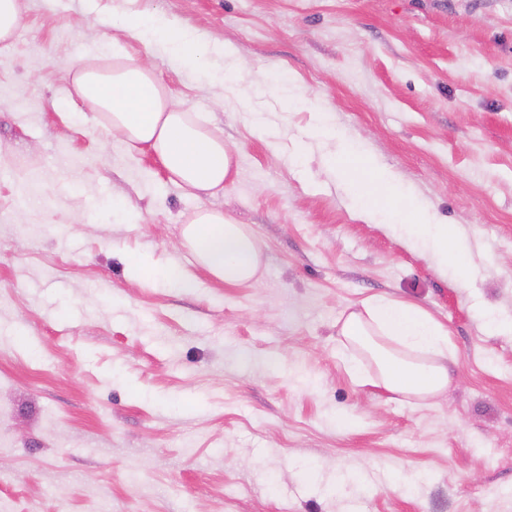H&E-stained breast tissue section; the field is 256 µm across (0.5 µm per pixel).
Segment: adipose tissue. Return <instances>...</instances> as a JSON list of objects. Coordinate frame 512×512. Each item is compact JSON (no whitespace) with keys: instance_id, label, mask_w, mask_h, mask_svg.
<instances>
[{"instance_id":"1","label":"adipose tissue","mask_w":512,"mask_h":512,"mask_svg":"<svg viewBox=\"0 0 512 512\" xmlns=\"http://www.w3.org/2000/svg\"><path fill=\"white\" fill-rule=\"evenodd\" d=\"M123 23L132 39L163 45L183 68L197 70L209 61L212 49L202 34L158 14L128 15ZM72 84L83 110L101 114L105 128L128 146L151 152L173 184L194 195L223 190L232 172V149L195 116L171 104L140 55L118 48L110 64L77 62ZM335 167L348 178L365 219L388 213L406 224L411 239L429 242L442 263L467 273L469 252L457 226L422 220L410 197L400 192L394 174L376 170L363 154L351 161L337 159ZM181 239L197 263L224 284L257 281L262 245L223 210L198 209L183 226ZM339 334L350 371L361 374L355 353L365 351L376 366L373 385L387 392L423 402L450 382L448 331L413 303L367 299L345 317Z\"/></svg>"}]
</instances>
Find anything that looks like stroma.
<instances>
[{
	"mask_svg": "<svg viewBox=\"0 0 512 512\" xmlns=\"http://www.w3.org/2000/svg\"><path fill=\"white\" fill-rule=\"evenodd\" d=\"M25 4L0 44V512H512V334L480 317L512 318V0ZM144 9L236 51L142 53L236 151L221 194L68 117L71 67ZM351 151L460 227L468 277L359 218L330 164ZM204 205L261 240L258 283L193 265ZM374 295L448 329L455 378L422 405L346 368L336 323ZM143 275L147 281L156 282L157 279H163L170 283L181 285L185 284L188 279V275L185 271H183L180 267L176 266H168L159 270H152L146 266L138 264Z\"/></svg>",
	"mask_w": 512,
	"mask_h": 512,
	"instance_id": "35a3bbf8",
	"label": "stroma"
}]
</instances>
